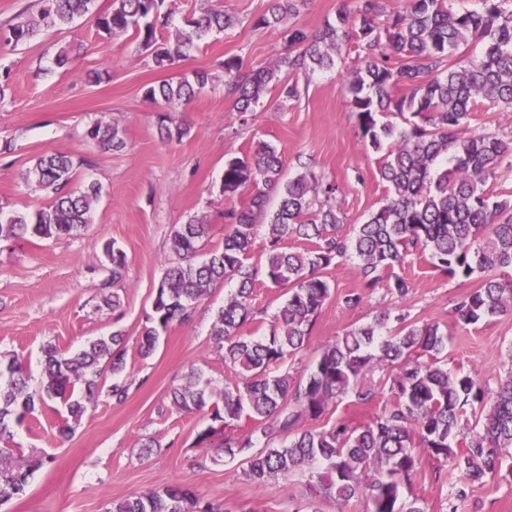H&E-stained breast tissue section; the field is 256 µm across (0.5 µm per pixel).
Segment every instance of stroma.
Listing matches in <instances>:
<instances>
[{
	"instance_id": "stroma-1",
	"label": "stroma",
	"mask_w": 512,
	"mask_h": 512,
	"mask_svg": "<svg viewBox=\"0 0 512 512\" xmlns=\"http://www.w3.org/2000/svg\"><path fill=\"white\" fill-rule=\"evenodd\" d=\"M268 6V0H166L172 15L157 32L162 43L174 39L185 18L208 8L238 20L207 36L188 60L176 64V72L186 76L196 70L209 74L205 88L176 109L145 96L166 72L153 67L132 35L101 36L93 14L66 30L0 49V78L9 83L0 101V210L32 212L48 203L45 192L23 179L34 160L48 153L83 157L79 180L101 188L93 222L80 234L0 241V355H23L36 387L44 346L76 350L117 331L127 343L130 384L123 402L100 396L68 436L60 435L59 415L50 407L37 414L31 428H19L16 446L43 454L45 463L22 495L0 504V512H108L112 501L173 484L192 488L216 512H308L309 471L256 489L244 474V456H207L196 447L205 412H184L172 404V390L185 383L190 369H202L219 386L236 376L210 335L227 288L216 289L189 320L163 333L150 357L137 350L155 291L176 260L173 225L206 218L207 249L223 246L224 213L245 201L241 195L224 196V163L250 155L256 141L279 151L284 178L310 169L338 185L340 234H353L385 199L378 157L362 146L346 93L358 64L354 47L342 50L333 69L300 75L298 100L283 103L271 93L252 112L234 111L224 59L239 57L249 73L271 66L285 51L280 27L252 25ZM355 9L356 0H306L294 21L316 31L338 12ZM67 46L73 49L70 61L58 67L55 58ZM95 70L101 82L88 81ZM163 115L188 127V134L161 140L157 127ZM101 120L123 130V149L105 152L89 141L88 128ZM109 241L126 254L121 304L115 309L103 304L111 277L104 252ZM399 273L412 285L406 299L380 285L350 308L343 297L360 288L356 263L343 259L330 267L332 296L305 350L287 359L288 369H300L325 343L379 311H403L411 321L447 328L449 369L478 372L496 389L499 375L512 365V314L458 328L453 309L472 282L448 277L423 255L409 256ZM435 472V461H426L413 492L427 512H446L457 475L439 480ZM459 512H512V472L474 486Z\"/></svg>"
}]
</instances>
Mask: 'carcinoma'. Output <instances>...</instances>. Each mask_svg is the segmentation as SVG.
<instances>
[{
    "label": "carcinoma",
    "instance_id": "carcinoma-1",
    "mask_svg": "<svg viewBox=\"0 0 512 512\" xmlns=\"http://www.w3.org/2000/svg\"><path fill=\"white\" fill-rule=\"evenodd\" d=\"M38 10L21 12L0 30V46H17L42 32L59 31L92 12L96 0H38ZM357 19L338 13L336 22L311 33L298 25L284 28L287 50L275 63L247 76L239 60L224 59L225 84L234 109L253 111L271 92L300 97L298 74L335 66L342 47L365 52L361 66L347 83L365 147L379 155L378 175L386 184L385 203L358 225L351 237L336 233L342 219L331 200L338 186L304 172L284 182L277 150L264 142L251 156L224 163L222 191L227 197L250 191L239 208L224 212V247L201 261L210 225L202 218L173 226L171 249L178 261L169 264L145 318L138 352L150 356L159 336L176 321L188 319L199 302L228 281L237 284L216 313L211 336L224 351V364L238 378L214 388L200 369L173 389L172 404L182 411L208 409V424L195 445L206 451L243 453L246 476L259 488L288 478L298 470L323 465L310 485L311 497L338 504L354 497L367 501L368 512H425L422 498L402 499L427 460L458 474L448 496V512L467 498L471 488L500 474L512 459V370L493 393L472 372L448 370L444 357L448 330L437 324L417 325L406 314L383 310L370 322L346 330L325 344L293 375L282 369L287 357L304 349L318 314L331 298L324 271L340 259L353 258L365 288L385 284L405 299L410 282L396 272L407 256L420 250L433 268L451 278L473 276L481 284L455 305V325L465 329L512 312V201L499 200L489 181L512 173V139L498 131L468 134L471 116L480 107L512 112V10L506 0H479L474 9L456 8L455 0H405L403 10L386 13L382 0H357ZM165 0H111L98 15L97 26L110 37L132 33L155 68L167 70L188 59L213 30L233 24L222 11L204 10L186 21L174 41L158 43L157 28L169 22ZM305 0H273L253 21L256 28L284 23L299 13ZM482 44L470 65L453 61L462 46ZM209 81L203 70L193 78L174 76L147 88L145 95L170 106L194 97ZM188 129L159 122L161 139L180 140ZM87 136L104 151L125 145L119 127L98 122ZM84 160L73 154L39 157L24 174L51 195L48 206L33 215L13 214L0 220V240L50 239L70 236L90 223L100 187L74 186ZM279 195L269 213L270 192ZM269 227L265 263L250 262L255 228ZM301 239L306 247L283 245ZM112 284L126 265L125 253L108 246ZM284 289L269 333L245 331L254 319L253 291L259 281ZM398 322L387 329L390 320ZM44 370L39 388L30 386L24 358H0V503L22 494L29 475L44 464L41 457H14L7 447L14 431L37 411L58 403L67 414L60 433L71 430L103 392L120 401L127 395L125 338L119 332L88 342L77 351L55 345L43 348ZM392 368L383 409L358 425L338 420L315 428L310 422L331 406L350 398L363 409L378 398L371 376ZM112 376L105 385L101 378ZM263 421L278 446L256 454L252 437L227 434L242 419ZM224 441L214 445V438ZM108 512H215L189 487L172 485L125 498Z\"/></svg>",
    "mask_w": 512,
    "mask_h": 512
}]
</instances>
